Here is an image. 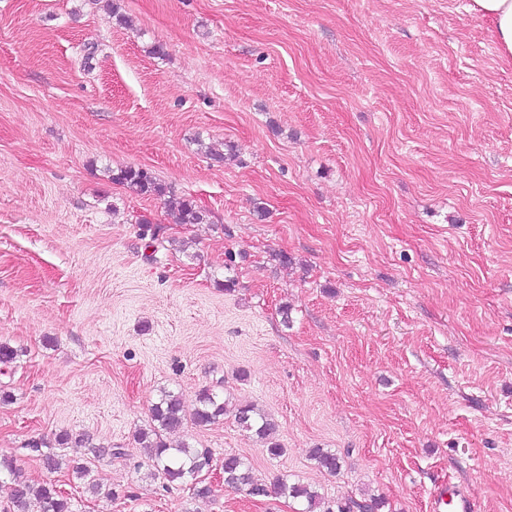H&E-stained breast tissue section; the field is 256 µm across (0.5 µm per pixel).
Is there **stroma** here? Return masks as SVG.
<instances>
[{"label":"stroma","instance_id":"35a3bbf8","mask_svg":"<svg viewBox=\"0 0 512 512\" xmlns=\"http://www.w3.org/2000/svg\"><path fill=\"white\" fill-rule=\"evenodd\" d=\"M114 3L125 24L103 0H0V456L70 512H302L148 478L160 391L190 409L210 387L284 449L230 416L165 434L213 467L235 453L377 512H432L443 485L512 512V65L491 22L472 0ZM126 167L165 196L113 183ZM184 198L208 223H175ZM81 432L118 456L60 444ZM231 413L237 425L244 431L252 432L261 441L267 444L269 455L278 457L284 452L280 444L272 441V435L276 430V424L265 413L258 410L250 402L232 404L220 397L213 389L201 390L196 398L192 419L198 426H208L216 423L224 415ZM309 457L320 471L336 474L340 470L339 457L329 448H313L310 450Z\"/></svg>","mask_w":512,"mask_h":512}]
</instances>
